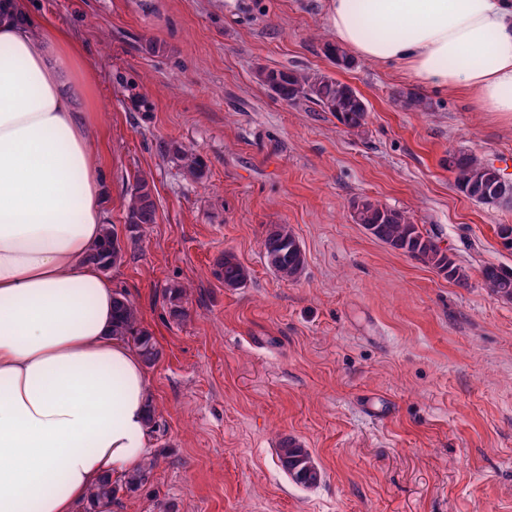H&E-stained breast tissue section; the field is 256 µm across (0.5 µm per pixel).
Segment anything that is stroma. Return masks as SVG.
<instances>
[{
    "mask_svg": "<svg viewBox=\"0 0 512 512\" xmlns=\"http://www.w3.org/2000/svg\"><path fill=\"white\" fill-rule=\"evenodd\" d=\"M28 2L82 47L105 222L125 240L108 276L159 351L147 367L150 477L112 512H512V301L482 279L486 266L512 267L496 235L512 204L468 199L446 163L465 150L512 177V117L429 90L427 110H404L401 73L325 56L326 0ZM260 67L350 84L368 103L364 130L274 98ZM160 140L193 145L205 178L184 177ZM140 176L157 214L131 241L125 206ZM361 198L406 212L467 280L367 234L351 219ZM273 224L305 250L297 281L264 264ZM227 251L250 269L245 287L217 278ZM174 287L185 291L178 320L165 299ZM287 437L309 449L318 486L281 468Z\"/></svg>",
    "mask_w": 512,
    "mask_h": 512,
    "instance_id": "35a3bbf8",
    "label": "stroma"
}]
</instances>
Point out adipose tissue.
<instances>
[{"mask_svg": "<svg viewBox=\"0 0 512 512\" xmlns=\"http://www.w3.org/2000/svg\"><path fill=\"white\" fill-rule=\"evenodd\" d=\"M337 45L512 114V0H327ZM81 47L0 0V512H77L148 451V376L113 335Z\"/></svg>", "mask_w": 512, "mask_h": 512, "instance_id": "1", "label": "adipose tissue"}]
</instances>
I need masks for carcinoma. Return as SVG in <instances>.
Returning <instances> with one entry per match:
<instances>
[{
    "label": "carcinoma",
    "mask_w": 512,
    "mask_h": 512,
    "mask_svg": "<svg viewBox=\"0 0 512 512\" xmlns=\"http://www.w3.org/2000/svg\"><path fill=\"white\" fill-rule=\"evenodd\" d=\"M324 53L346 69L353 66V60L336 44H325ZM257 78L273 90L280 100L290 104L301 100L310 101L322 111L336 116L349 130L360 131L366 124V100L356 89L341 80L317 72L262 67L257 69ZM158 152L179 162L187 178L199 181L206 176V164L193 147L176 141H162L158 144ZM448 168L454 174L456 190L465 197L487 206L512 203V182L502 181L501 170L493 164L465 151H453L448 153ZM352 219L392 249L436 269L450 279L464 278L438 242L405 213L363 199L353 203ZM155 221L153 185L147 178L139 177L131 189L125 209L124 224L128 225L130 239H135L144 225ZM263 248L266 266L277 277L295 280L302 273L306 263L305 252L288 225L274 224L268 228ZM123 255V246L108 228L103 246L90 253L88 260L107 271L120 263ZM216 275L224 282V287L240 288L247 282L249 271L233 253L226 252L217 263ZM482 277L492 293L512 300V268L489 265L484 268ZM167 301L172 316L181 317L185 314L182 289H170ZM114 308L116 324L113 334L132 344L145 363L155 362L159 351L152 336L138 327V313L134 305L118 292ZM278 459L295 484L311 488L320 483L321 470L309 450L295 439L282 441L278 448ZM149 474V467L139 466L122 485L105 480L94 489L91 500H114L123 489H137L148 480Z\"/></svg>",
    "instance_id": "cac0c4a2"
}]
</instances>
